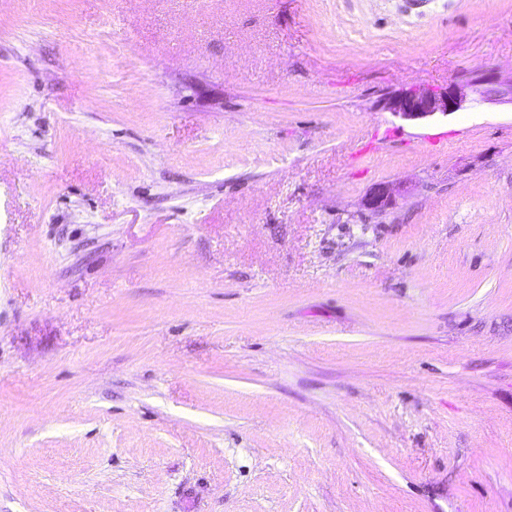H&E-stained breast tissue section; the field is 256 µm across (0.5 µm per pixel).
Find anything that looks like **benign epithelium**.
Returning a JSON list of instances; mask_svg holds the SVG:
<instances>
[{
  "mask_svg": "<svg viewBox=\"0 0 512 512\" xmlns=\"http://www.w3.org/2000/svg\"><path fill=\"white\" fill-rule=\"evenodd\" d=\"M479 86L478 81H460L448 85V89L442 92L412 89L385 99L383 107L408 120L423 119L437 113L447 115L461 108L466 99V88L476 92ZM395 204V196L385 185L375 187L364 200V207L375 215Z\"/></svg>",
  "mask_w": 512,
  "mask_h": 512,
  "instance_id": "obj_1",
  "label": "benign epithelium"
}]
</instances>
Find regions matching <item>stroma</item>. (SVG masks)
<instances>
[{
  "mask_svg": "<svg viewBox=\"0 0 512 512\" xmlns=\"http://www.w3.org/2000/svg\"><path fill=\"white\" fill-rule=\"evenodd\" d=\"M510 77L512 0H0V512H512ZM479 81H460L448 85L442 92L412 89L385 99L383 107L408 120H418L437 113L450 114L459 110L466 99L465 89L478 92ZM395 204V196L385 185L375 187L364 200V207L375 215L382 214Z\"/></svg>",
  "mask_w": 512,
  "mask_h": 512,
  "instance_id": "obj_1",
  "label": "stroma"
}]
</instances>
